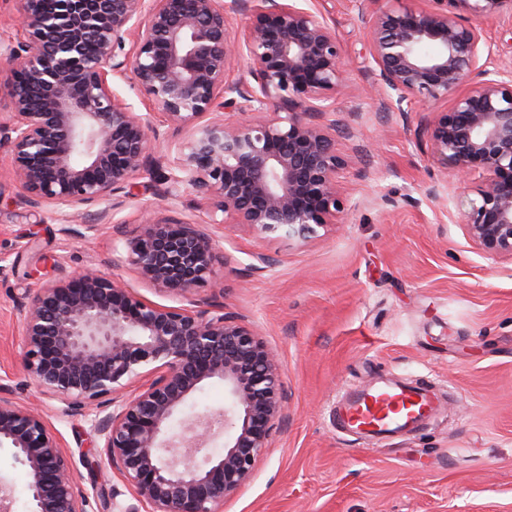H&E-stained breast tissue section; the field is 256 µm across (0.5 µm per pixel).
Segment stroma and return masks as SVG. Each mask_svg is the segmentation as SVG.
Instances as JSON below:
<instances>
[{"instance_id": "stroma-1", "label": "stroma", "mask_w": 512, "mask_h": 512, "mask_svg": "<svg viewBox=\"0 0 512 512\" xmlns=\"http://www.w3.org/2000/svg\"><path fill=\"white\" fill-rule=\"evenodd\" d=\"M301 4L335 29L349 60L335 115L347 132L336 150L354 160L341 182L345 211L308 244L212 223L194 195L162 199L145 175L85 209L80 221L96 225L93 239L69 237L60 207L20 203L0 146V391L40 409L78 460L76 476L92 490L87 512H105L102 492L119 490L122 503L131 496L106 464L81 465L99 454L89 418L66 415L28 376L17 302L94 268L149 301L183 306L112 262L117 233L136 231L149 214L208 228L225 265L217 286L196 296H215L226 314L254 324L283 368L286 417L224 512H512V260L486 257L465 236L471 193L418 145L424 104L404 114L372 95L358 0ZM260 253L274 261L263 272L252 268ZM385 374L430 381L446 412L418 434L368 449L337 431L330 411L349 386ZM0 479L13 512H31L26 470L8 448Z\"/></svg>"}]
</instances>
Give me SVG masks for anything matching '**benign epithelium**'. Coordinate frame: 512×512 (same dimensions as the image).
I'll list each match as a JSON object with an SVG mask.
<instances>
[{
	"mask_svg": "<svg viewBox=\"0 0 512 512\" xmlns=\"http://www.w3.org/2000/svg\"><path fill=\"white\" fill-rule=\"evenodd\" d=\"M23 41L0 43L11 74L12 112L0 121L13 180L29 208L65 205L63 232L83 237L80 210L125 189L137 174L158 195L190 191L222 219L258 235L307 243L346 207L339 183L349 161L336 152L331 115L345 93L346 57L336 31L296 0H16ZM372 10L368 31L375 90L404 105L445 111L420 117L417 142L442 168L474 185L464 214L468 240L491 259H512V71L492 66L482 24L512 0H404ZM229 14L247 16L240 34ZM250 62L248 80L235 63ZM131 76L151 111L112 89ZM471 87L458 91L466 82ZM235 112L231 121L224 113ZM161 123H153L154 116ZM186 130L163 172L166 130ZM112 251L185 307L149 302L119 280L86 270L20 302L24 366L71 416L91 417L98 447L131 496L104 499L113 512H223L251 478L285 414L281 365L250 323L213 299L194 298L224 264L197 224L148 219ZM143 383L130 398L122 390ZM224 382V408L169 426L203 382ZM224 436V452L206 445ZM0 447L27 467L32 512H87L74 460L35 409L0 395Z\"/></svg>",
	"mask_w": 512,
	"mask_h": 512,
	"instance_id": "7a95c632",
	"label": "benign epithelium"
}]
</instances>
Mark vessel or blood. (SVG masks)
I'll list each match as a JSON object with an SVG mask.
<instances>
[{"label":"vessel or blood","mask_w":512,"mask_h":512,"mask_svg":"<svg viewBox=\"0 0 512 512\" xmlns=\"http://www.w3.org/2000/svg\"><path fill=\"white\" fill-rule=\"evenodd\" d=\"M438 411L430 385L383 379L347 391L336 407L335 421L340 431L376 444L416 433L434 421Z\"/></svg>","instance_id":"b4317fda"}]
</instances>
